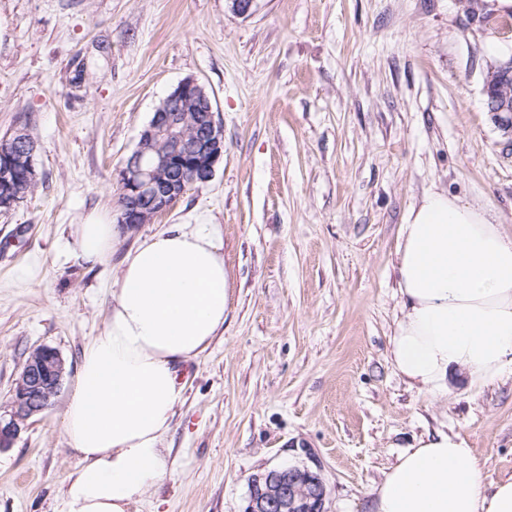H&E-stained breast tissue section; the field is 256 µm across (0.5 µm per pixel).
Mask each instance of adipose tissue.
<instances>
[{
  "label": "adipose tissue",
  "mask_w": 512,
  "mask_h": 512,
  "mask_svg": "<svg viewBox=\"0 0 512 512\" xmlns=\"http://www.w3.org/2000/svg\"><path fill=\"white\" fill-rule=\"evenodd\" d=\"M117 239L111 215L88 216L74 227V255L97 264ZM396 272L403 316L391 362L411 385L439 394L457 371L474 386L512 373V235L488 210L426 194L402 228ZM232 302L217 225L173 224L125 254L64 414L79 466L61 512H131L166 478L177 366L208 346ZM372 512H512V479L487 482L473 449L440 432L399 456Z\"/></svg>",
  "instance_id": "ef3b65f1"
}]
</instances>
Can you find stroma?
Instances as JSON below:
<instances>
[{
	"label": "stroma",
	"instance_id": "35a3bbf8",
	"mask_svg": "<svg viewBox=\"0 0 512 512\" xmlns=\"http://www.w3.org/2000/svg\"><path fill=\"white\" fill-rule=\"evenodd\" d=\"M512 25L467 0H0V139L37 143L39 182L0 213V414L38 347L65 359L51 405L0 451V512H59L79 460L63 431L84 348L125 253L172 224H216L233 274L224 327L179 365L171 474L135 512H243L254 475L319 472L326 512H370L385 472L426 435L512 477V375L451 391L392 366L395 251L423 196L491 210L512 234V150L482 106ZM224 131L212 179L120 229L91 268L71 227L116 214L118 171L182 80Z\"/></svg>",
	"mask_w": 512,
	"mask_h": 512
}]
</instances>
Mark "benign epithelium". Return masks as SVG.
<instances>
[{
    "label": "benign epithelium",
    "mask_w": 512,
    "mask_h": 512,
    "mask_svg": "<svg viewBox=\"0 0 512 512\" xmlns=\"http://www.w3.org/2000/svg\"><path fill=\"white\" fill-rule=\"evenodd\" d=\"M498 126L512 134V103L491 105ZM36 145L26 132L15 133L12 147L0 150V210L22 202V188L39 179ZM224 155V133L215 120L210 95L193 78L182 80L144 128L135 151L120 170L124 202L118 223L147 224L169 210L188 185L206 183ZM67 374L54 348L31 353L15 383L9 417L0 416V449L10 448L26 422L49 407ZM326 484L317 471L284 467L255 477L243 512H325Z\"/></svg>",
    "instance_id": "obj_1"
}]
</instances>
